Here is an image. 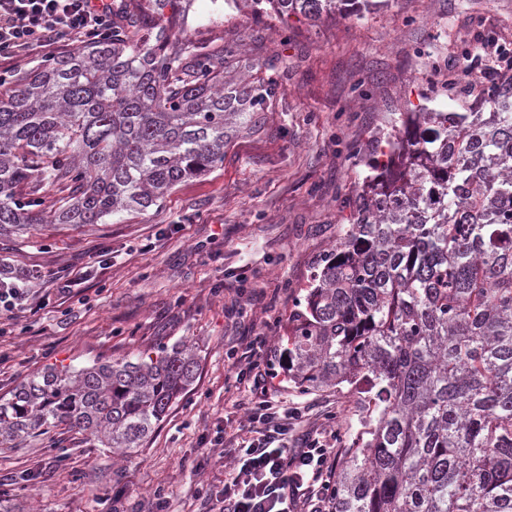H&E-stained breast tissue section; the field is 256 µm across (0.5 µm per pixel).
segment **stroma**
<instances>
[{
	"label": "stroma",
	"mask_w": 512,
	"mask_h": 512,
	"mask_svg": "<svg viewBox=\"0 0 512 512\" xmlns=\"http://www.w3.org/2000/svg\"><path fill=\"white\" fill-rule=\"evenodd\" d=\"M174 32L223 48L225 75L260 100L229 119L223 164L161 204L0 240L1 261L88 272L70 296L0 324V395L50 364L134 361L183 343L195 351L196 380L127 459L66 430L0 447V500L25 512H112L116 499L149 512L158 488L168 512H200L198 486L222 481L235 455L208 452L210 440L245 423L229 400L250 386L229 351L256 336L269 341L267 395L303 413L293 439L329 415L342 434L357 432L355 395L303 393L285 380V324L336 242L379 133L422 102L459 110L448 82L461 60L490 64L484 43L512 51V0H392L314 26L190 0ZM239 278L250 297L235 292Z\"/></svg>",
	"instance_id": "1"
}]
</instances>
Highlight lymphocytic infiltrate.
I'll return each instance as SVG.
<instances>
[{"instance_id":"f902f5d3","label":"lymphocytic infiltrate","mask_w":512,"mask_h":512,"mask_svg":"<svg viewBox=\"0 0 512 512\" xmlns=\"http://www.w3.org/2000/svg\"><path fill=\"white\" fill-rule=\"evenodd\" d=\"M112 0H0V60L49 51L59 42L85 43L111 33ZM82 274L42 271L0 263V318L36 313L39 294L52 285L56 295L73 293ZM249 439L240 446L221 490L203 486L199 495L217 512H334L338 430L288 443L291 417L261 398L245 409Z\"/></svg>"}]
</instances>
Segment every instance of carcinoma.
I'll return each instance as SVG.
<instances>
[{
	"label": "carcinoma",
	"mask_w": 512,
	"mask_h": 512,
	"mask_svg": "<svg viewBox=\"0 0 512 512\" xmlns=\"http://www.w3.org/2000/svg\"><path fill=\"white\" fill-rule=\"evenodd\" d=\"M390 0H234L311 24ZM179 0L0 81V236L104 224L224 163V48L171 40ZM170 10L165 14L164 10ZM401 113L379 138L336 245L288 317L302 392L366 395L336 467L335 512H512V70L490 111ZM64 197L41 209L42 192ZM188 347L38 372L0 396V447L68 426L130 456L196 378Z\"/></svg>",
	"instance_id": "cac0c4a2"
}]
</instances>
